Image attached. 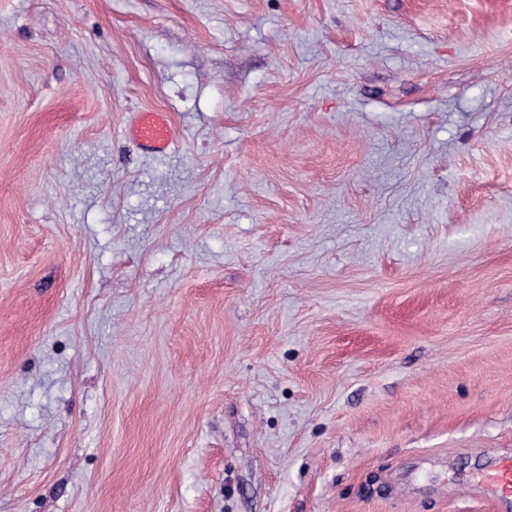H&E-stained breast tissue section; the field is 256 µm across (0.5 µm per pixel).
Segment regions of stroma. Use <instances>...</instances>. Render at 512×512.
<instances>
[{
	"label": "stroma",
	"instance_id": "stroma-1",
	"mask_svg": "<svg viewBox=\"0 0 512 512\" xmlns=\"http://www.w3.org/2000/svg\"><path fill=\"white\" fill-rule=\"evenodd\" d=\"M505 452L512 0H0V512H491ZM126 133L140 149L154 154L166 153L175 142V127L170 115L156 109L134 112Z\"/></svg>",
	"mask_w": 512,
	"mask_h": 512
}]
</instances>
